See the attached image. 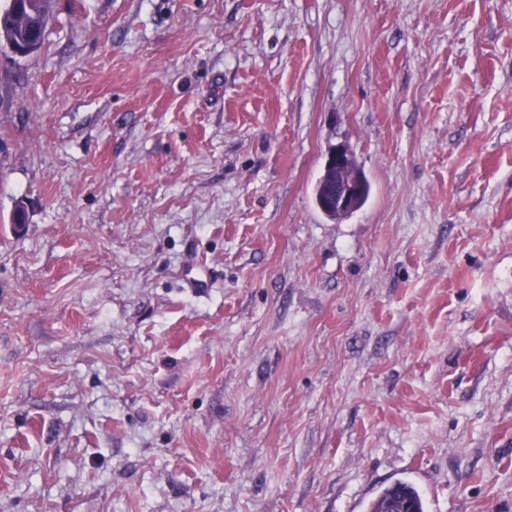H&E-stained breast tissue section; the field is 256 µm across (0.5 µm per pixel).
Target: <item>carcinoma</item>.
Instances as JSON below:
<instances>
[{"instance_id": "carcinoma-1", "label": "carcinoma", "mask_w": 512, "mask_h": 512, "mask_svg": "<svg viewBox=\"0 0 512 512\" xmlns=\"http://www.w3.org/2000/svg\"><path fill=\"white\" fill-rule=\"evenodd\" d=\"M52 0H0V49L31 48L39 51L51 19ZM405 503L411 512H424L419 491L409 482L396 481L373 500L369 512H383L389 505Z\"/></svg>"}]
</instances>
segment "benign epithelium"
Masks as SVG:
<instances>
[{
    "label": "benign epithelium",
    "mask_w": 512,
    "mask_h": 512,
    "mask_svg": "<svg viewBox=\"0 0 512 512\" xmlns=\"http://www.w3.org/2000/svg\"><path fill=\"white\" fill-rule=\"evenodd\" d=\"M366 191L363 172L344 145L330 149L315 186V204L324 215L341 218L361 209Z\"/></svg>",
    "instance_id": "7a95c632"
}]
</instances>
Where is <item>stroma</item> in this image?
Returning a JSON list of instances; mask_svg holds the SVG:
<instances>
[{
  "label": "stroma",
  "mask_w": 512,
  "mask_h": 512,
  "mask_svg": "<svg viewBox=\"0 0 512 512\" xmlns=\"http://www.w3.org/2000/svg\"><path fill=\"white\" fill-rule=\"evenodd\" d=\"M397 480L512 512V0H54L0 51V512ZM366 191L363 172L344 145L330 149L315 186V204L325 216L341 218L361 209Z\"/></svg>",
  "instance_id": "obj_1"
}]
</instances>
